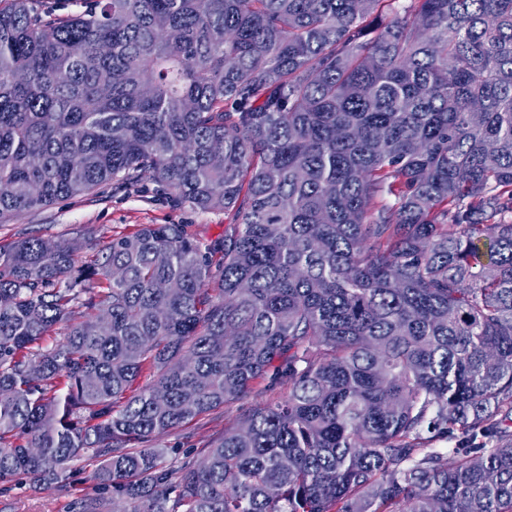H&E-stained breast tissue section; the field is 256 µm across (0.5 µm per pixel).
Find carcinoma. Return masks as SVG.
<instances>
[{"instance_id": "1", "label": "carcinoma", "mask_w": 512, "mask_h": 512, "mask_svg": "<svg viewBox=\"0 0 512 512\" xmlns=\"http://www.w3.org/2000/svg\"><path fill=\"white\" fill-rule=\"evenodd\" d=\"M392 3L0 8V223L144 180L229 219L0 247V489L91 449L83 512H512V0ZM84 0H39L35 6L52 18H64L84 10ZM265 385V381L254 382L249 395L241 402L220 406L202 417L157 437L153 444L155 448L164 449V464L178 465L188 457L199 459L201 452L211 442L222 437L224 427L237 419L243 410L266 402L269 393ZM171 448H180L179 453L171 452Z\"/></svg>"}]
</instances>
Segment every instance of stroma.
<instances>
[{"instance_id": "35a3bbf8", "label": "stroma", "mask_w": 512, "mask_h": 512, "mask_svg": "<svg viewBox=\"0 0 512 512\" xmlns=\"http://www.w3.org/2000/svg\"><path fill=\"white\" fill-rule=\"evenodd\" d=\"M142 224H182L189 234L208 244L224 234L228 225L223 212H197L177 207L156 197L152 184L137 193L105 189L97 195L65 199L38 211L21 213L0 224V245L7 246L26 236L49 240L79 238L87 257V245L104 247L112 238L134 233ZM264 382H254L241 402L218 407L155 439L164 449V464L177 465L186 458L200 457L202 451L224 434V428L248 407L265 403ZM100 465L93 452L73 462L68 480L45 487L26 479L10 490L0 491V512H82L85 500L98 497L95 473Z\"/></svg>"}]
</instances>
